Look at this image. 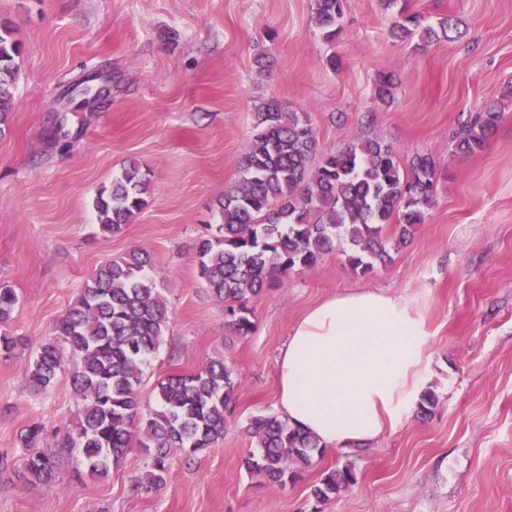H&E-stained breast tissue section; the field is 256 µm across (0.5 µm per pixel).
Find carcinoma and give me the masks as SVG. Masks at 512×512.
Segmentation results:
<instances>
[{"label":"carcinoma","instance_id":"obj_1","mask_svg":"<svg viewBox=\"0 0 512 512\" xmlns=\"http://www.w3.org/2000/svg\"><path fill=\"white\" fill-rule=\"evenodd\" d=\"M345 2L313 0L315 23L328 40L340 30ZM455 32L449 16L434 27L403 8L392 29L399 38L417 35L430 43L450 40ZM22 51V42L0 23V132L13 110ZM501 118L492 108L478 113L455 139L454 152L471 156L484 150ZM436 175L432 153L418 152L404 166L393 144L380 136L355 137L340 150L323 151L308 113L286 112L270 99L253 113L240 176L218 203L222 223L196 244L201 285L224 302L228 327L247 336L254 328L247 303L268 280L296 267H315L341 237L351 247L348 263L355 271L366 273L390 260L384 226L394 225L395 243H406L425 223L437 193ZM147 191L144 174L130 163L94 199L100 231L121 232L146 206ZM17 303L15 290L0 283L1 328L12 320ZM169 323L147 251L108 259L88 276L27 371L29 385L45 390L67 362L77 360L72 388L79 403L76 422L57 436L52 449L40 447V427L25 429L27 482L55 483L63 455L74 452L89 475L105 477L139 444L154 448L148 470L136 479L149 493L165 483L172 452L191 457L224 440L241 385L224 359L159 381L158 408L143 412L142 366L158 351ZM248 431L255 448L243 465L262 483L283 485L322 454L317 438L276 414L252 417ZM354 482L351 467L333 469L312 495L324 501Z\"/></svg>","mask_w":512,"mask_h":512}]
</instances>
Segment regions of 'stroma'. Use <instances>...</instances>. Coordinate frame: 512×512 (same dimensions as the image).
Returning a JSON list of instances; mask_svg holds the SVG:
<instances>
[{"label":"stroma","instance_id":"stroma-1","mask_svg":"<svg viewBox=\"0 0 512 512\" xmlns=\"http://www.w3.org/2000/svg\"><path fill=\"white\" fill-rule=\"evenodd\" d=\"M327 42L313 0H0V22L24 46L15 108L0 135V282L19 303L0 358V512H512V0H407L424 23L452 15L463 38L414 49L394 39L383 0H346ZM339 69H331L329 56ZM112 79L103 105L75 94L87 76ZM394 74L390 103L375 96ZM309 113L322 150L356 135L393 143L401 159L427 151L438 192L424 224L387 264L354 272L345 253L274 279L249 307L255 327L235 335L223 302L202 288L195 244L221 222L263 102ZM502 112L486 148L462 157L453 137L468 115ZM149 177L148 204L106 237L93 200L128 160ZM140 248L152 256L171 310L160 350L144 365L143 405L156 386L222 358L241 381L224 439L194 458L173 454L165 484L135 476L150 462L133 448L99 479L64 459L56 484L14 474L31 424L45 446L71 426L68 373L33 391L26 367L102 261ZM361 289L413 299L430 333L424 387L438 404L379 439L324 451L286 485L251 478L248 421L275 410L277 357L293 325L326 298ZM356 481L330 499L311 494L327 470Z\"/></svg>","mask_w":512,"mask_h":512}]
</instances>
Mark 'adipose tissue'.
<instances>
[{"mask_svg":"<svg viewBox=\"0 0 512 512\" xmlns=\"http://www.w3.org/2000/svg\"><path fill=\"white\" fill-rule=\"evenodd\" d=\"M428 336L406 297L362 290L329 298L288 336L275 409L330 450L373 441L414 413Z\"/></svg>","mask_w":512,"mask_h":512,"instance_id":"adipose-tissue-1","label":"adipose tissue"}]
</instances>
